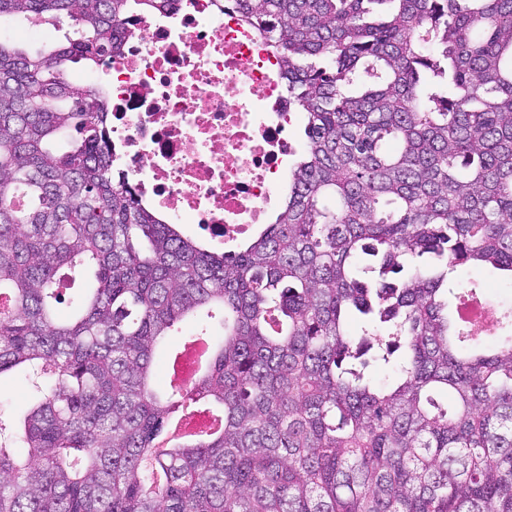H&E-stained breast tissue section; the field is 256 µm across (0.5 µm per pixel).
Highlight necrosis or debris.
I'll list each match as a JSON object with an SVG mask.
<instances>
[{"label": "necrosis or debris", "mask_w": 512, "mask_h": 512, "mask_svg": "<svg viewBox=\"0 0 512 512\" xmlns=\"http://www.w3.org/2000/svg\"><path fill=\"white\" fill-rule=\"evenodd\" d=\"M83 88L110 112L112 169L165 224L230 246L288 189L303 113L279 55L231 0H174L136 14L118 55Z\"/></svg>", "instance_id": "obj_1"}]
</instances>
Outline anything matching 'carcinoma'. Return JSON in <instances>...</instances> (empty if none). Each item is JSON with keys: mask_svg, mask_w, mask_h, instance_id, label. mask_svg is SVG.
Masks as SVG:
<instances>
[{"mask_svg": "<svg viewBox=\"0 0 512 512\" xmlns=\"http://www.w3.org/2000/svg\"><path fill=\"white\" fill-rule=\"evenodd\" d=\"M169 2L0 0L70 21L0 39V375L31 380L0 512H512V307L448 338L484 300L451 274L512 281V0H238L307 123L283 210L230 252L141 206L68 77ZM202 309L209 362L155 386ZM191 412L219 428L162 445ZM61 22L55 26L43 25L40 27L42 32L31 34L27 32L30 27L21 18H14L2 21V29H8L17 34L14 38L22 39L32 48L50 45L52 42H58L63 39V35L69 28V20L62 17ZM12 34V35H13Z\"/></svg>", "mask_w": 512, "mask_h": 512, "instance_id": "1", "label": "carcinoma"}]
</instances>
